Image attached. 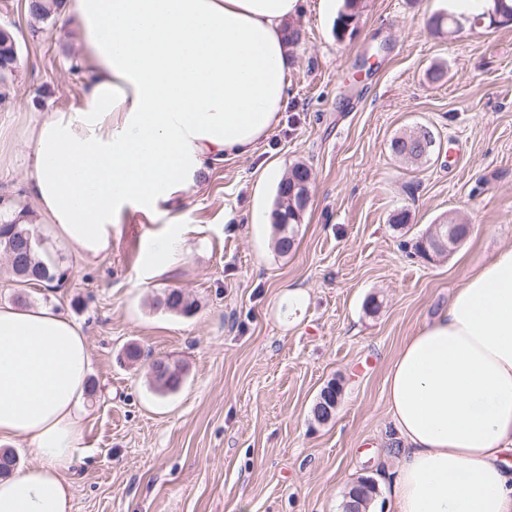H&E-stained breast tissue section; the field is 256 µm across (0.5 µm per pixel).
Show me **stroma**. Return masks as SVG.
<instances>
[{"label": "stroma", "instance_id": "35a3bbf8", "mask_svg": "<svg viewBox=\"0 0 512 512\" xmlns=\"http://www.w3.org/2000/svg\"><path fill=\"white\" fill-rule=\"evenodd\" d=\"M69 0H0L16 43L0 74V213L40 223L30 193L31 110L75 109L84 72ZM344 0H298L290 22L287 99L257 150L216 164L187 193L181 252L156 272L145 260L171 216L129 212L94 264L53 240L61 287L19 289L0 257V305L46 306L80 323L93 356L85 442L68 473L72 512H343L351 485L386 500L400 462L385 378L403 343L430 323L469 274L512 247V25L472 29L483 0H360L344 36ZM460 24L434 28L438 13ZM440 68L444 77L431 81ZM429 126L441 144L426 163L396 159L394 137ZM313 175L295 244L278 254L269 214L294 164ZM408 210L405 228L391 225ZM238 223L225 224V213ZM470 224L452 253L415 257L409 243L443 218ZM181 290L190 315L166 311ZM307 299L288 310V292ZM138 345L142 358L119 355ZM183 366L176 393L150 386V363ZM333 419L312 407L328 382Z\"/></svg>", "mask_w": 512, "mask_h": 512}]
</instances>
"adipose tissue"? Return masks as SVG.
I'll list each match as a JSON object with an SVG mask.
<instances>
[{
  "instance_id": "obj_1",
  "label": "adipose tissue",
  "mask_w": 512,
  "mask_h": 512,
  "mask_svg": "<svg viewBox=\"0 0 512 512\" xmlns=\"http://www.w3.org/2000/svg\"><path fill=\"white\" fill-rule=\"evenodd\" d=\"M297 0H69L82 107L39 112L28 176L51 233L90 263L125 212L178 208L215 163L279 122ZM92 353L49 308L0 306V442L35 465L0 476V512H71ZM394 512H512V247L479 267L392 360Z\"/></svg>"
}]
</instances>
